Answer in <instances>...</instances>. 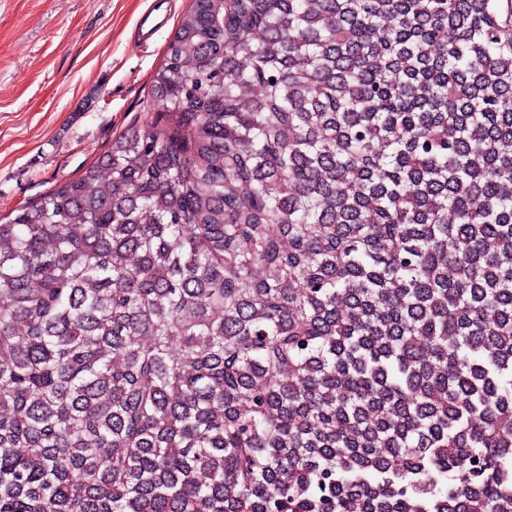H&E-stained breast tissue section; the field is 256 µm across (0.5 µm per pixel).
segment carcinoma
<instances>
[{"label":"carcinoma","instance_id":"carcinoma-1","mask_svg":"<svg viewBox=\"0 0 512 512\" xmlns=\"http://www.w3.org/2000/svg\"><path fill=\"white\" fill-rule=\"evenodd\" d=\"M152 90L0 217V512H512V0H190Z\"/></svg>","mask_w":512,"mask_h":512}]
</instances>
